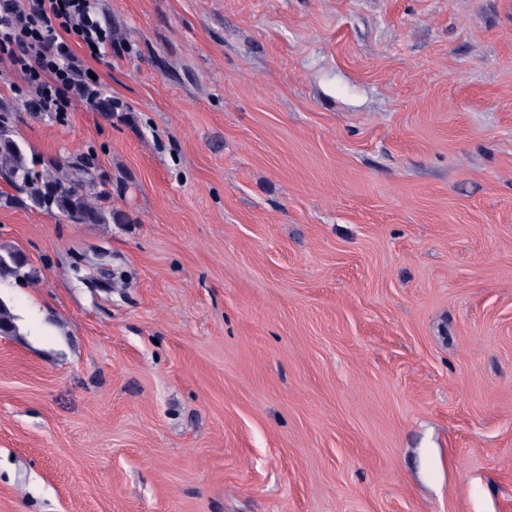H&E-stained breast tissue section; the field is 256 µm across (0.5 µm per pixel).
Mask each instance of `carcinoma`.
<instances>
[{
    "label": "carcinoma",
    "mask_w": 512,
    "mask_h": 512,
    "mask_svg": "<svg viewBox=\"0 0 512 512\" xmlns=\"http://www.w3.org/2000/svg\"><path fill=\"white\" fill-rule=\"evenodd\" d=\"M12 113V104L0 99V185L8 187L0 191V207L76 217L81 224L126 223L119 212L92 202L99 191L91 173V157H43L27 151L10 123ZM27 266V259L17 251L0 253V279L26 280L33 276Z\"/></svg>",
    "instance_id": "carcinoma-1"
}]
</instances>
